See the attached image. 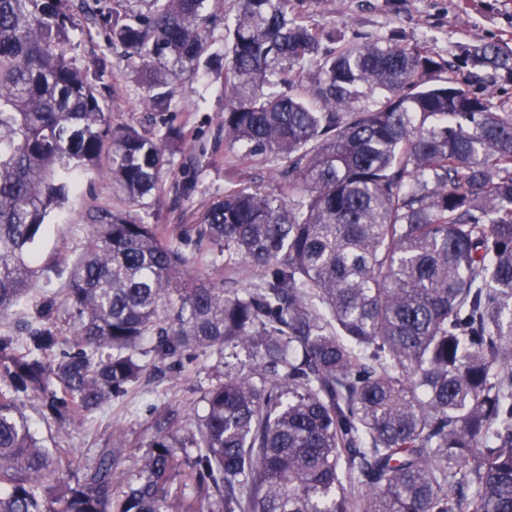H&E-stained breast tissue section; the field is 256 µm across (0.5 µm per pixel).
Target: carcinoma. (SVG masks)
Masks as SVG:
<instances>
[{"label":"carcinoma","mask_w":512,"mask_h":512,"mask_svg":"<svg viewBox=\"0 0 512 512\" xmlns=\"http://www.w3.org/2000/svg\"><path fill=\"white\" fill-rule=\"evenodd\" d=\"M69 2L0 0V317L29 312L0 332V512H512V95L421 43L327 49L304 0H144L129 22L90 0L151 108L203 67L224 148L276 163L274 191L193 227L192 275L185 230L137 213L182 132L112 124L107 59L77 65ZM463 64L512 84L496 44ZM89 170L125 208L90 207L81 253L35 266ZM242 267L248 286L224 287ZM53 276L66 288L35 301ZM201 356L202 412L157 422L133 476L121 431L77 474L23 412L75 422Z\"/></svg>","instance_id":"cac0c4a2"}]
</instances>
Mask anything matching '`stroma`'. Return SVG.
<instances>
[{
  "label": "stroma",
  "instance_id": "35a3bbf8",
  "mask_svg": "<svg viewBox=\"0 0 512 512\" xmlns=\"http://www.w3.org/2000/svg\"><path fill=\"white\" fill-rule=\"evenodd\" d=\"M312 22L333 25L345 39L366 38L387 44L425 43L441 57L453 60L465 46L488 41L512 50V0H306ZM74 56L78 65L92 64L107 56L110 72L98 90L112 110L113 124L165 130L174 126L186 134L185 145L171 147V163L161 176L160 187L140 214L151 224H196L212 202L244 186L268 190L274 185L275 168L260 159L242 168L224 156V136L218 124L224 111V89L214 75L181 77L174 84L169 109L154 110L144 102L138 76L131 72L122 47H109L102 25L87 23L75 13ZM111 181L89 173L80 190L71 194L62 221L52 223L38 245V263L56 255L71 256L79 249L89 226L85 213L90 204H118ZM212 362L199 358L180 381L170 376H151L147 385L100 411L86 422L66 426L43 418L35 402L24 411L48 444L71 449L79 464H93L114 428L127 435L124 467L136 471L150 438L146 423L156 410H175L183 419L199 411L197 386L206 380Z\"/></svg>",
  "mask_w": 512,
  "mask_h": 512
}]
</instances>
